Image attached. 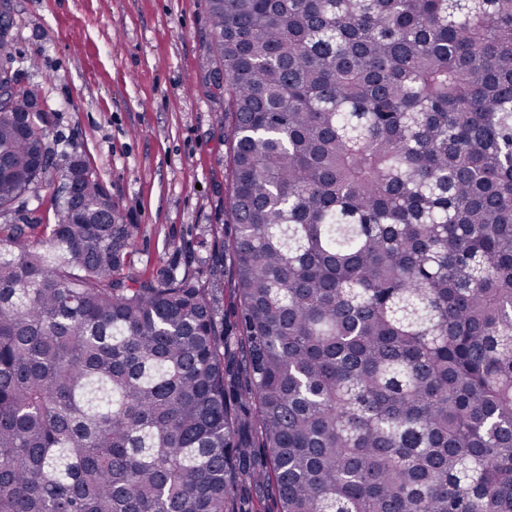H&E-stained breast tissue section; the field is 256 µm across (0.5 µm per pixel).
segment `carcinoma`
Here are the masks:
<instances>
[{"instance_id":"1","label":"carcinoma","mask_w":512,"mask_h":512,"mask_svg":"<svg viewBox=\"0 0 512 512\" xmlns=\"http://www.w3.org/2000/svg\"><path fill=\"white\" fill-rule=\"evenodd\" d=\"M226 329L36 87L0 107V512H512V0H207ZM0 87L14 21L0 16ZM61 182V172L53 171L46 182L38 185L28 192L15 204L13 211L0 216V224H21L22 217L30 212L33 215L42 217L43 224L54 222V189ZM34 210V211H32Z\"/></svg>"}]
</instances>
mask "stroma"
<instances>
[{
  "instance_id": "stroma-1",
  "label": "stroma",
  "mask_w": 512,
  "mask_h": 512,
  "mask_svg": "<svg viewBox=\"0 0 512 512\" xmlns=\"http://www.w3.org/2000/svg\"><path fill=\"white\" fill-rule=\"evenodd\" d=\"M22 85L39 87L55 152L84 156L137 237L140 279L213 277L228 232L224 95L210 69L206 0H8ZM52 172L1 224L54 217Z\"/></svg>"
}]
</instances>
